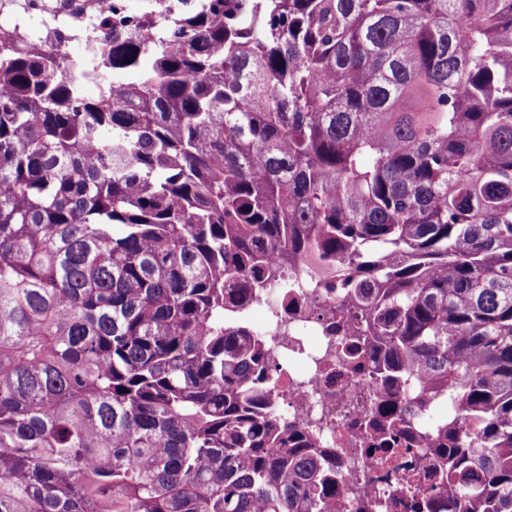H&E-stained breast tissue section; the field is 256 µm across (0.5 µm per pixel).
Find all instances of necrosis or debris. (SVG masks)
<instances>
[{"label": "necrosis or debris", "mask_w": 512, "mask_h": 512, "mask_svg": "<svg viewBox=\"0 0 512 512\" xmlns=\"http://www.w3.org/2000/svg\"><path fill=\"white\" fill-rule=\"evenodd\" d=\"M270 271L272 280L241 316L264 317V338L278 369L279 399L289 424L312 435L317 447L335 451L340 512H408L398 493L396 461L372 447L371 432L384 428L376 418L381 384L351 368L329 332L339 318L327 290L336 280L334 265L311 251L288 264L275 261ZM430 428L428 415H421L397 446L400 460L418 463L424 493L435 472L422 446Z\"/></svg>", "instance_id": "1"}]
</instances>
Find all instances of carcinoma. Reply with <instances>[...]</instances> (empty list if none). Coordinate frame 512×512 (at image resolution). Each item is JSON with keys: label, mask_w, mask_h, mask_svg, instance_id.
Instances as JSON below:
<instances>
[{"label": "carcinoma", "mask_w": 512, "mask_h": 512, "mask_svg": "<svg viewBox=\"0 0 512 512\" xmlns=\"http://www.w3.org/2000/svg\"><path fill=\"white\" fill-rule=\"evenodd\" d=\"M73 40L0 22V512H336L224 313L311 249L452 387L410 512H512V0H140Z\"/></svg>", "instance_id": "1"}]
</instances>
